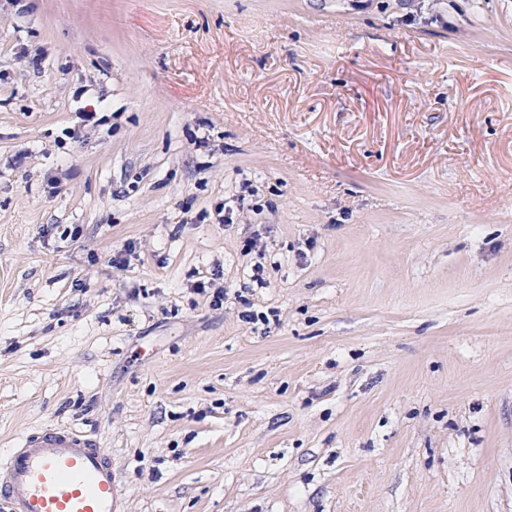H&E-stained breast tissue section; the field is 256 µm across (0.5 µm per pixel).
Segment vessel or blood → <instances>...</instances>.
I'll return each instance as SVG.
<instances>
[{
    "mask_svg": "<svg viewBox=\"0 0 512 512\" xmlns=\"http://www.w3.org/2000/svg\"><path fill=\"white\" fill-rule=\"evenodd\" d=\"M0 512H125L111 454L72 427L25 435L0 458Z\"/></svg>",
    "mask_w": 512,
    "mask_h": 512,
    "instance_id": "vessel-or-blood-1",
    "label": "vessel or blood"
}]
</instances>
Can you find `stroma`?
<instances>
[{
  "label": "stroma",
  "mask_w": 512,
  "mask_h": 512,
  "mask_svg": "<svg viewBox=\"0 0 512 512\" xmlns=\"http://www.w3.org/2000/svg\"><path fill=\"white\" fill-rule=\"evenodd\" d=\"M49 424L126 512H512V0H0V455Z\"/></svg>",
  "instance_id": "stroma-1"
}]
</instances>
